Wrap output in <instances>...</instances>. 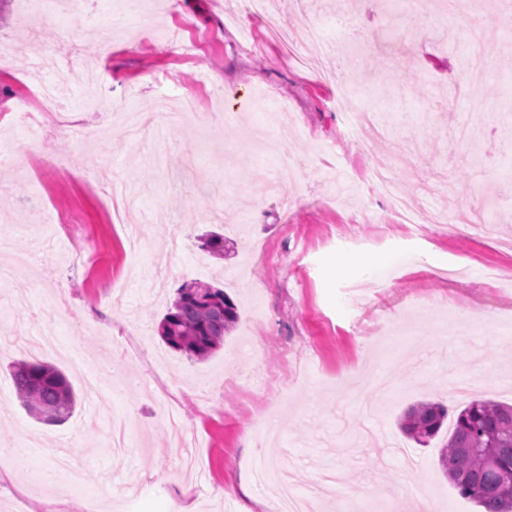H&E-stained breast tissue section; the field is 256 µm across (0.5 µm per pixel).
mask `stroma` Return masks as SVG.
Wrapping results in <instances>:
<instances>
[{
  "label": "stroma",
  "instance_id": "1",
  "mask_svg": "<svg viewBox=\"0 0 512 512\" xmlns=\"http://www.w3.org/2000/svg\"><path fill=\"white\" fill-rule=\"evenodd\" d=\"M18 6L0 0V32L11 35L0 59V239L11 265L0 278V448L34 435L72 449L78 490L97 512L117 500L120 512H171L182 501L242 512L257 500L273 512L252 476L286 462L300 491L324 469L342 472L319 512H350L371 495L392 512L404 493L431 500L433 512H476L440 469L441 440L419 446L396 421L420 401L452 411L474 399L512 404V285L486 280L512 268L503 245L512 239V0H457L415 42L387 39L380 0L350 9L348 24L371 40L369 66L351 64L353 101L391 126L368 142L345 134L335 81L299 68L269 37L275 24L303 39L312 21L335 44L329 0H281L275 20L244 18L251 46L222 0L172 9L150 0L105 58L99 28L123 0H85L48 27L22 24ZM478 15L490 34L481 58L466 36ZM174 25L198 38L192 57L163 45ZM49 54L71 61L63 105L19 127L12 116L32 67ZM467 60L483 124L455 144L468 115L451 103L448 75ZM91 66L102 73L95 88ZM369 69L383 84L365 83ZM175 88L197 92L199 110L164 121L157 137L131 142L117 121L86 148L66 134L106 110L152 112L158 93ZM225 111L236 120L207 137L208 117ZM276 112L299 131L285 179L263 148ZM324 143L334 147L327 165L315 153ZM402 148L416 167L403 193L427 214L446 207V222L398 227L381 195L357 184L337 191L338 178L391 165ZM113 170L138 187V210L112 211ZM211 230L227 238L225 256L201 249ZM382 270L385 288L363 294V277ZM195 281L223 289L239 314L203 361L159 335L178 289ZM48 329L77 346V360L29 347ZM20 360L67 377L78 403L64 423L20 404L9 371ZM0 473V512H47L73 492L37 451L0 462Z\"/></svg>",
  "mask_w": 512,
  "mask_h": 512
}]
</instances>
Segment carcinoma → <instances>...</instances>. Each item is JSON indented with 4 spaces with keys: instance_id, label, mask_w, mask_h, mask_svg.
Instances as JSON below:
<instances>
[{
    "instance_id": "1",
    "label": "carcinoma",
    "mask_w": 512,
    "mask_h": 512,
    "mask_svg": "<svg viewBox=\"0 0 512 512\" xmlns=\"http://www.w3.org/2000/svg\"><path fill=\"white\" fill-rule=\"evenodd\" d=\"M225 244L224 235L213 232L203 238L201 248L222 255ZM237 319L235 304L224 290L195 282L179 290L159 333L169 347L201 360L220 348ZM11 378L17 396L37 418L56 423L73 412L72 387L57 368L19 361ZM448 413L441 403L421 402L403 413L398 427L426 446L439 435ZM439 462L459 495L483 512H512V406L473 400L456 411Z\"/></svg>"
}]
</instances>
